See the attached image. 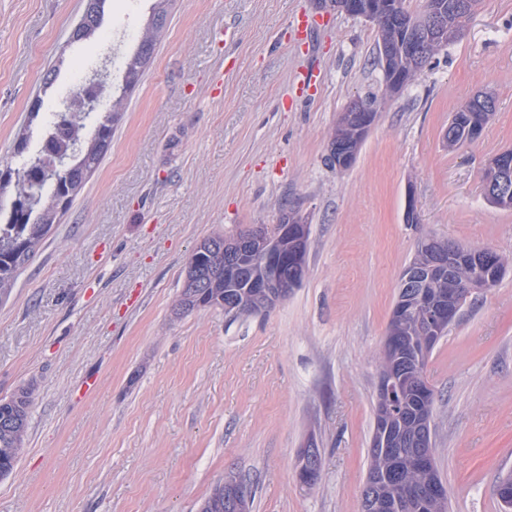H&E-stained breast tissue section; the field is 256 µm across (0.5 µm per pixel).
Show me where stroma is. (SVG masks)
I'll return each instance as SVG.
<instances>
[{"label":"stroma","instance_id":"35a3bbf8","mask_svg":"<svg viewBox=\"0 0 512 512\" xmlns=\"http://www.w3.org/2000/svg\"><path fill=\"white\" fill-rule=\"evenodd\" d=\"M154 5L106 0L95 33L75 41L83 0H0V168L18 164L19 132L38 151L77 76L103 68L122 88ZM301 13L315 16L314 0H172L110 151L0 299V398L22 385L34 398L0 512H198L226 478L248 487L251 512H360L383 342L427 236L506 261L425 369L450 512H499L512 471V209L488 202L482 180L512 150V0H481L396 93L375 23L335 13L306 39ZM481 91L496 98L490 121L449 146L453 113ZM369 97L377 121L338 170L331 133ZM287 213L310 238L307 276L284 302L174 314L204 239ZM89 378L95 390L79 394ZM310 440L321 466L308 489Z\"/></svg>","mask_w":512,"mask_h":512}]
</instances>
